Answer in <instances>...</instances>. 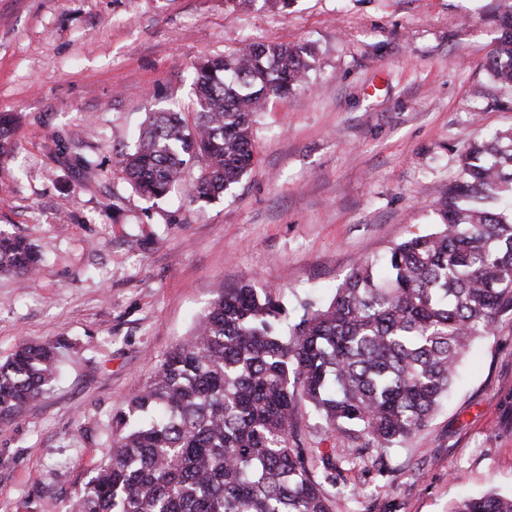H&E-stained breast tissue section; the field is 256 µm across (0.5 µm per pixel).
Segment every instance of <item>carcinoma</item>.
Segmentation results:
<instances>
[{"instance_id": "carcinoma-1", "label": "carcinoma", "mask_w": 512, "mask_h": 512, "mask_svg": "<svg viewBox=\"0 0 512 512\" xmlns=\"http://www.w3.org/2000/svg\"><path fill=\"white\" fill-rule=\"evenodd\" d=\"M486 62L512 87V5ZM311 53L249 43L194 65V122L150 113L120 164L157 203L202 164L187 189L210 203L252 168L253 117L304 80ZM17 117L0 114V153ZM512 131L471 143L437 208L438 223L361 261L331 300L293 322L280 292L248 283L217 295L193 331L113 418L112 445L70 512H334L336 462L305 447L301 409L331 437L379 456L426 426L470 346L512 317ZM39 256L0 233V274L19 279ZM60 342L23 345L0 363V417L38 399L54 381ZM448 512H512V492L465 496Z\"/></svg>"}]
</instances>
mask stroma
Listing matches in <instances>:
<instances>
[{
    "label": "stroma",
    "mask_w": 512,
    "mask_h": 512,
    "mask_svg": "<svg viewBox=\"0 0 512 512\" xmlns=\"http://www.w3.org/2000/svg\"><path fill=\"white\" fill-rule=\"evenodd\" d=\"M501 0H0V230L37 248L0 276V360L69 342L44 395L0 419V512H68L112 418L213 299L250 281L287 309L330 299L363 259L429 231L471 140L512 129L485 63ZM306 46V84L255 118L256 162L206 207L144 200L117 161L149 113L187 110L193 63L246 41ZM340 479L335 512H448L512 491V322L465 357L433 419Z\"/></svg>",
    "instance_id": "1"
}]
</instances>
